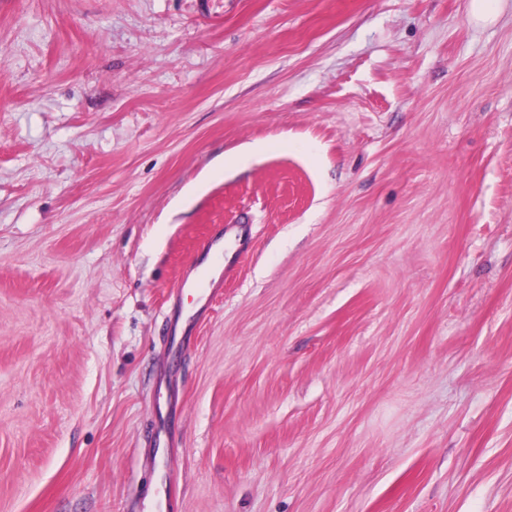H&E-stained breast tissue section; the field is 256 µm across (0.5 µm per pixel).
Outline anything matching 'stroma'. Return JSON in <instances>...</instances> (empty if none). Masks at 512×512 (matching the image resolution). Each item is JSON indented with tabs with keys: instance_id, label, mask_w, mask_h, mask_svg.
I'll list each match as a JSON object with an SVG mask.
<instances>
[{
	"instance_id": "stroma-1",
	"label": "stroma",
	"mask_w": 512,
	"mask_h": 512,
	"mask_svg": "<svg viewBox=\"0 0 512 512\" xmlns=\"http://www.w3.org/2000/svg\"><path fill=\"white\" fill-rule=\"evenodd\" d=\"M488 10L0 0V512H512Z\"/></svg>"
}]
</instances>
